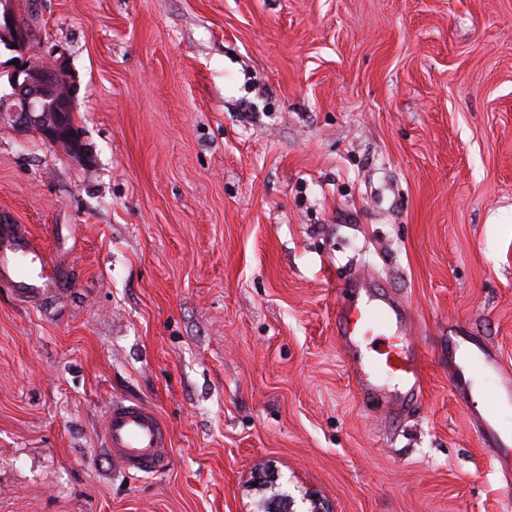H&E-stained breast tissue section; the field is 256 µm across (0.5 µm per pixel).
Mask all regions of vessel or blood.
I'll list each match as a JSON object with an SVG mask.
<instances>
[{"instance_id": "1", "label": "vessel or blood", "mask_w": 512, "mask_h": 512, "mask_svg": "<svg viewBox=\"0 0 512 512\" xmlns=\"http://www.w3.org/2000/svg\"><path fill=\"white\" fill-rule=\"evenodd\" d=\"M30 251L24 241L0 236V275L18 274ZM354 293L363 300L339 308L336 313L339 341L346 346L374 343L371 354L350 367L362 394L376 393L387 379L398 380L404 401L421 393L418 355L403 342L398 330L407 319L405 310L369 279L355 283ZM106 444L113 461L125 473H159L169 465L172 448L169 432L154 411L137 402H114L107 410Z\"/></svg>"}]
</instances>
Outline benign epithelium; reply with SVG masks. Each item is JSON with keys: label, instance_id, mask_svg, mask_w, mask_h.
Here are the masks:
<instances>
[{"label": "benign epithelium", "instance_id": "obj_1", "mask_svg": "<svg viewBox=\"0 0 512 512\" xmlns=\"http://www.w3.org/2000/svg\"><path fill=\"white\" fill-rule=\"evenodd\" d=\"M0 42L30 53V29L21 21L15 0H0ZM10 92L0 93V122L21 132L33 131L50 145L79 153L78 129L69 116L74 109L73 77L64 57L23 65L8 77Z\"/></svg>", "mask_w": 512, "mask_h": 512}]
</instances>
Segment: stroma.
Wrapping results in <instances>:
<instances>
[{"label": "stroma", "instance_id": "1", "mask_svg": "<svg viewBox=\"0 0 512 512\" xmlns=\"http://www.w3.org/2000/svg\"><path fill=\"white\" fill-rule=\"evenodd\" d=\"M72 154L0 123V512H505L512 503V0H40ZM366 276L423 389L360 395ZM172 460L125 474L111 401ZM31 252L22 240H9L2 233L0 236V276L1 274L17 275L20 265L26 262ZM106 444L125 473H159L169 465V432L154 411L137 402H112L105 424Z\"/></svg>", "mask_w": 512, "mask_h": 512}]
</instances>
